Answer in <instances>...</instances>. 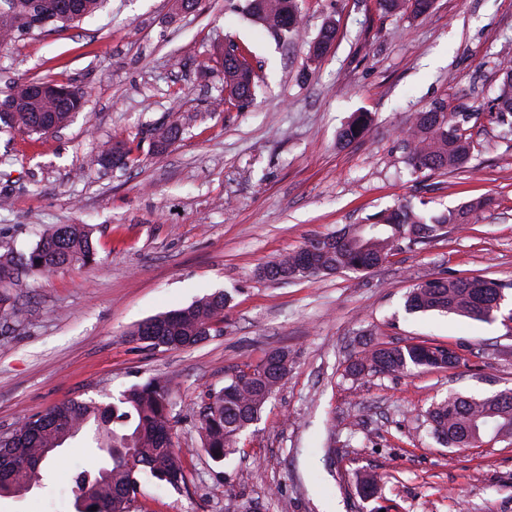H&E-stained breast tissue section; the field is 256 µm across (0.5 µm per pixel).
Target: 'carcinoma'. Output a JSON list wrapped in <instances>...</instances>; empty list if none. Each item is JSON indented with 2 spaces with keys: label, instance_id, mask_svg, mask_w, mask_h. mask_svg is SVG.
I'll list each match as a JSON object with an SVG mask.
<instances>
[{
  "label": "carcinoma",
  "instance_id": "carcinoma-1",
  "mask_svg": "<svg viewBox=\"0 0 512 512\" xmlns=\"http://www.w3.org/2000/svg\"><path fill=\"white\" fill-rule=\"evenodd\" d=\"M49 9L54 0H8L0 11V46L9 44L20 32L30 30L28 15L35 2ZM79 16L61 18L54 14L46 22L68 24L99 9L103 0H76ZM245 9L271 34L294 31L298 24L296 0H246ZM224 68V88L237 105L254 100L256 82L246 49L236 44L220 58ZM502 82L498 96L490 105V117L512 127V63H499ZM34 83L19 82L3 100L13 111L1 112L0 122L11 129L46 134L65 126L87 102V92L66 86L63 100L44 96L34 98ZM370 122L362 112L345 128L341 137L356 139ZM459 112L434 105L416 115L410 128L413 149L409 162L416 170H458L467 163L470 141ZM179 135V128H155L151 132L157 152L165 151ZM132 146L115 142L101 151L98 162L125 166ZM483 201L473 200L455 210L425 218L412 207L401 204L381 213L377 228L360 231L351 225L340 233L314 236L297 251L283 256L260 270L270 281L279 276L296 279L314 274H337L346 270H369L384 263L402 244H418L448 233V227L466 223L480 211ZM95 260L89 231L83 224H63L42 239L29 252L25 266L31 272L46 273L63 266ZM19 276L14 259L0 256V284ZM512 282L473 277L466 279L432 278L410 289L406 304L414 312L455 313L473 320L488 319L498 308L504 291ZM227 295L218 291L191 305L156 315L132 333V338L149 348L179 349L203 341V336L221 330ZM452 351L425 343L404 347L376 346L365 350L349 371L403 373L414 368H445L455 364ZM291 361L288 351L274 349L264 360L234 371L224 387L207 394L199 410L202 449L211 458L224 461L233 455L242 435L261 417V413L281 382L288 376ZM171 381L151 379L132 386L109 403L95 401L61 402L43 414L21 421L7 437L0 438V497L20 492L31 483L41 465L46 448H59L71 438L83 437L89 447L101 452L112 449L106 465L84 469L75 476L77 512H129L140 485L139 476L154 478L174 489L187 481L184 463L172 441L173 413ZM430 431L444 444L472 448L464 431L474 421L481 438L512 441V392L481 400L449 397L426 412Z\"/></svg>",
  "mask_w": 512,
  "mask_h": 512
}]
</instances>
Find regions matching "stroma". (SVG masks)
Instances as JSON below:
<instances>
[{"label":"stroma","instance_id":"obj_1","mask_svg":"<svg viewBox=\"0 0 512 512\" xmlns=\"http://www.w3.org/2000/svg\"><path fill=\"white\" fill-rule=\"evenodd\" d=\"M245 0H105L94 15L24 33L0 50V90L22 81L85 88L88 102L44 135L0 129V255L24 259L60 224L87 225L96 257L25 273L0 318V436L67 401H103L169 377L180 489L143 480L131 512H512V443L451 448L425 414L448 396L512 389V290L494 317L412 313L410 289L433 277L512 280V135L488 116L498 63L512 58V0H436L425 15L378 0H299L277 38ZM336 36L312 59L325 23ZM247 46L254 103L223 106L216 52ZM470 116L471 155L456 171H413L404 131L434 104ZM372 121L355 140L342 129ZM181 134L155 154L149 128ZM135 138L125 168L102 143ZM484 200L470 224L396 251L368 271L288 282L260 269L401 203L438 213ZM218 290L221 332L184 349H151L131 332ZM424 342L458 358L443 369L351 374L372 345ZM291 369L230 459L201 450L199 406L211 389L274 349ZM39 487L0 497V512H75L76 469L99 463L77 439ZM381 475L375 496L357 477Z\"/></svg>","mask_w":512,"mask_h":512}]
</instances>
